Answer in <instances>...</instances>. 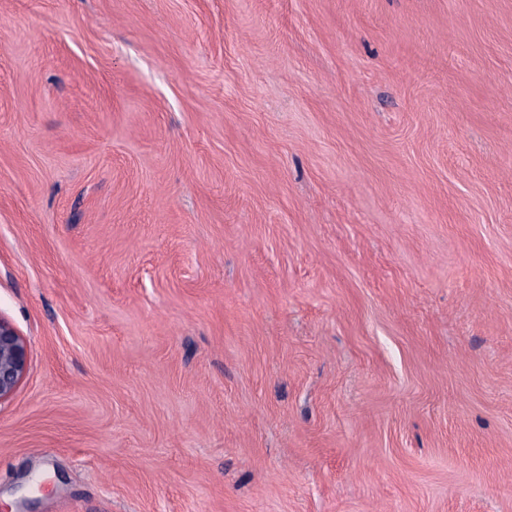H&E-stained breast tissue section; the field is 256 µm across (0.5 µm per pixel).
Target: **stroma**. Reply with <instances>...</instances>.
<instances>
[{
    "mask_svg": "<svg viewBox=\"0 0 512 512\" xmlns=\"http://www.w3.org/2000/svg\"><path fill=\"white\" fill-rule=\"evenodd\" d=\"M0 317V512H512V0H0ZM29 361L26 340L0 318V403L14 395L29 369Z\"/></svg>",
    "mask_w": 512,
    "mask_h": 512,
    "instance_id": "1",
    "label": "stroma"
}]
</instances>
